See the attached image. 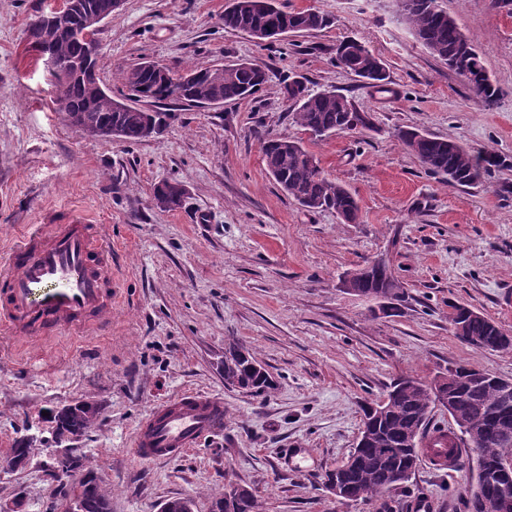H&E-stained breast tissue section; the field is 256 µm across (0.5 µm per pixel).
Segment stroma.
<instances>
[{"mask_svg": "<svg viewBox=\"0 0 512 512\" xmlns=\"http://www.w3.org/2000/svg\"><path fill=\"white\" fill-rule=\"evenodd\" d=\"M228 0H123L97 33L99 78L113 96L145 61L174 71L237 60L265 63L251 97L200 108L173 105L158 137L87 136L54 101V80L27 39L55 0H0V250L46 211H74L114 247L119 294L105 336L63 333L30 345L0 329V457L34 439L28 466L0 473V504L45 512L70 479L47 467L45 410L75 400L100 414L67 440L93 465L111 512H159L190 499L211 512L215 494L241 486L258 512H386L383 499L344 504L321 485L355 448L362 404L393 380L431 382L461 364L512 380V351L475 348L454 336L461 303L512 332V5L438 0L473 41L500 97L475 102L400 17L395 0H278L314 9L327 26L263 43L226 29ZM355 39L384 62L381 89L338 65ZM332 89L372 126L317 140L297 126L288 79ZM417 128L499 158L481 180L454 188L425 171L397 137ZM300 141L325 175L360 207L358 223L301 207L269 175L261 144ZM184 185L182 208L158 209L153 188ZM385 258L406 296L387 316L348 293L342 278ZM236 338L276 387L258 397L224 384V342ZM224 403V431L180 457L151 465L129 448L141 417L180 393ZM474 463L440 469L422 461L397 497L432 512H468Z\"/></svg>", "mask_w": 512, "mask_h": 512, "instance_id": "35a3bbf8", "label": "stroma"}]
</instances>
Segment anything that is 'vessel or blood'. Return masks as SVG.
<instances>
[{"mask_svg": "<svg viewBox=\"0 0 512 512\" xmlns=\"http://www.w3.org/2000/svg\"><path fill=\"white\" fill-rule=\"evenodd\" d=\"M117 295L111 245L84 219L53 218L24 232L0 264V328L30 344L54 333L103 335ZM223 430V402L187 392L150 411L131 453L145 463L169 460Z\"/></svg>", "mask_w": 512, "mask_h": 512, "instance_id": "1", "label": "vessel or blood"}]
</instances>
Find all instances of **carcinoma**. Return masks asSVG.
<instances>
[{"mask_svg": "<svg viewBox=\"0 0 512 512\" xmlns=\"http://www.w3.org/2000/svg\"><path fill=\"white\" fill-rule=\"evenodd\" d=\"M267 10L255 7L253 0H230L224 10V28L258 37L266 27H287L298 33L314 31L326 25V18L315 10L285 12L266 0ZM402 18L411 26L416 38L446 64L466 50L473 79L468 82L475 99L485 108H492L499 91L485 71L473 42L461 31L455 18L438 7L437 0H405ZM75 18L65 27L36 23L28 27V39L48 43L57 59L73 65L83 58V48ZM340 64L373 88L388 84L389 74L383 61L357 40H346L336 47ZM186 75L191 83L183 88L188 102L205 103L211 100L236 101L255 94L266 80L261 67H244L242 62L227 63L223 72L212 66L196 65ZM96 72L81 73L55 84V101L64 104L69 124L79 132H91L101 137L119 136L129 141L157 136L167 127L169 113L135 106L144 98L156 104L173 100L172 92L160 85L154 73L132 68L123 76L130 105L122 112L112 109V101L96 87ZM285 95L291 102L294 122L317 137L346 132L357 127L371 126L368 113L358 112L352 103L334 90L310 94L297 80L285 85ZM399 138L405 149L414 155L427 171L439 175L450 186L468 187L478 183L483 173L495 165V156L473 152L463 145L416 130H402ZM262 152L267 171L276 173V183L302 207L309 210H330L346 223L359 220V206L352 194L342 185L326 177L321 167L310 163L312 154L300 142L271 138L263 142ZM154 194L164 197L168 209L182 205L179 184L162 182ZM353 293L362 296L379 294L390 298V312L398 310L404 289L388 266L367 274L352 273ZM448 321L461 341L484 350L512 349V336L497 322L470 308L452 305ZM224 385L249 389L263 396L274 389V381L257 363L253 354L237 339L224 342L222 361ZM478 373L462 365L448 368L425 383L415 378L398 379L384 394L383 411L372 416L379 402L363 406L361 433L368 440L360 448L328 470L323 482L336 481L343 490V502L379 498L401 488L404 480L397 475L417 468L419 449L407 444L408 437L423 434L434 400V386L448 395L452 403L455 424L459 431L448 430L435 437L433 448L437 455L471 453V444L480 445L476 474L468 490L467 508L479 497L495 498L503 493L512 495V481H506L494 469L496 465L512 462V438L505 439L491 426L494 417L512 424V387L506 380L490 375L475 381ZM100 411L82 401H76L51 416L53 432L58 442L85 433L96 423ZM67 497L77 498L81 512H111L110 499L101 489L93 468L85 469V480L71 485ZM218 512H256L257 500L243 487L231 486L212 501Z\"/></svg>", "mask_w": 512, "mask_h": 512, "instance_id": "1", "label": "carcinoma"}]
</instances>
